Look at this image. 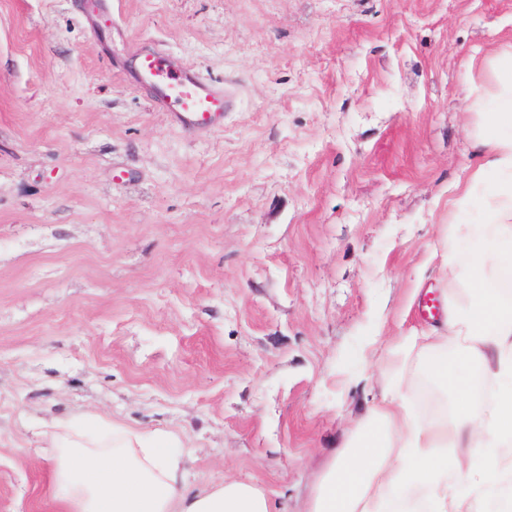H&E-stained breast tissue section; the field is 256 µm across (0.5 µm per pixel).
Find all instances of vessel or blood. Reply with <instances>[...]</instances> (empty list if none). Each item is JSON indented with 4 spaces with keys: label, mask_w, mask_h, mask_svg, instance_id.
Masks as SVG:
<instances>
[{
    "label": "vessel or blood",
    "mask_w": 512,
    "mask_h": 512,
    "mask_svg": "<svg viewBox=\"0 0 512 512\" xmlns=\"http://www.w3.org/2000/svg\"><path fill=\"white\" fill-rule=\"evenodd\" d=\"M134 75L153 93L157 106L168 112L171 121L192 133L221 126L232 104L223 84L206 81L189 68H173L158 51L137 56Z\"/></svg>",
    "instance_id": "b4317fda"
}]
</instances>
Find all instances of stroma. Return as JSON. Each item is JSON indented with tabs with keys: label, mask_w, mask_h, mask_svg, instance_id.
Segmentation results:
<instances>
[{
	"label": "stroma",
	"mask_w": 512,
	"mask_h": 512,
	"mask_svg": "<svg viewBox=\"0 0 512 512\" xmlns=\"http://www.w3.org/2000/svg\"><path fill=\"white\" fill-rule=\"evenodd\" d=\"M83 3L0 0V512H63L42 432L93 417L304 512L480 214L448 188L512 0ZM153 49L233 91L223 127L155 108Z\"/></svg>",
	"instance_id": "35a3bbf8"
}]
</instances>
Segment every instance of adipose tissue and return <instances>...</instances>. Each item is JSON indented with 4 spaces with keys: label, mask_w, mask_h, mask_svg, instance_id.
Returning a JSON list of instances; mask_svg holds the SVG:
<instances>
[{
    "label": "adipose tissue",
    "mask_w": 512,
    "mask_h": 512,
    "mask_svg": "<svg viewBox=\"0 0 512 512\" xmlns=\"http://www.w3.org/2000/svg\"><path fill=\"white\" fill-rule=\"evenodd\" d=\"M487 69L495 90L471 104L481 162L449 201L461 210L481 198V218L449 225L429 252L448 294L444 319L427 333L435 345H455L483 386L463 381L447 414L415 415L404 375L420 370L442 386L451 378L447 363L422 361L410 332L381 357V399L330 464L307 512H492L512 503V296L503 294L512 289V53L488 60ZM47 437L67 512H271L268 497L243 481L185 494L183 456L169 435L148 446L120 426L61 422Z\"/></svg>",
    "instance_id": "adipose-tissue-1"
}]
</instances>
